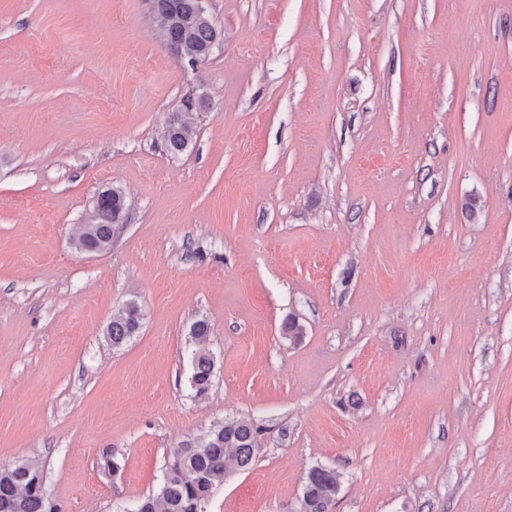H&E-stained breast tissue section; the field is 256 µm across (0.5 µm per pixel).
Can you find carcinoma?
<instances>
[{"label":"carcinoma","instance_id":"1","mask_svg":"<svg viewBox=\"0 0 512 512\" xmlns=\"http://www.w3.org/2000/svg\"><path fill=\"white\" fill-rule=\"evenodd\" d=\"M155 11L166 19L161 37L189 60L205 61L211 54L218 32L211 16L203 15L197 0H153ZM204 105L201 97L182 101L172 113L165 135L167 152L183 153L196 136V114ZM125 222V193L118 187L101 191L76 239V249L100 253L112 247L114 228ZM143 312L131 300L112 317L107 336L119 347L139 330ZM211 328L204 319L189 328L191 345L186 353L190 365V386L202 397L212 387L215 354L210 348ZM260 429L249 419H227L206 433L186 441L168 460L156 490L139 501L137 512H203L213 490L224 483L226 458L241 468L252 465L259 451ZM340 492L336 470L316 466L309 470L303 485L306 512H328ZM8 512H53L49 506L44 467L37 460L0 466V508Z\"/></svg>","mask_w":512,"mask_h":512}]
</instances>
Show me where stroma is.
Returning <instances> with one entry per match:
<instances>
[{
	"mask_svg": "<svg viewBox=\"0 0 512 512\" xmlns=\"http://www.w3.org/2000/svg\"><path fill=\"white\" fill-rule=\"evenodd\" d=\"M208 8L192 70L150 0H0V465L41 460L55 512H129L246 418L261 450L206 512H304L317 465L329 512H512V0ZM109 187L127 221L90 257L71 240ZM178 110L172 112L165 135L164 144L167 152L173 155L183 153L193 143L196 136V114L204 105L202 97L183 101ZM143 312L135 300L127 302L121 312L112 317L108 325L107 336L113 347H120L132 338L139 330ZM211 328L204 319L194 321L189 328L191 345L186 353L190 365V386L198 397L205 396L212 387L215 354L210 348ZM336 470L316 466L309 470L303 485L302 500L306 512H328L340 492Z\"/></svg>",
	"mask_w": 512,
	"mask_h": 512,
	"instance_id": "obj_1",
	"label": "stroma"
}]
</instances>
